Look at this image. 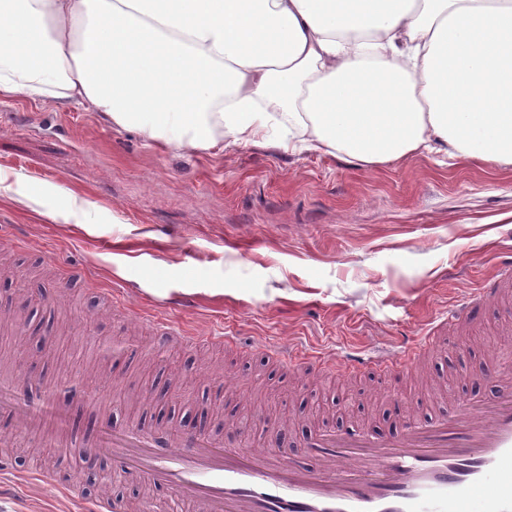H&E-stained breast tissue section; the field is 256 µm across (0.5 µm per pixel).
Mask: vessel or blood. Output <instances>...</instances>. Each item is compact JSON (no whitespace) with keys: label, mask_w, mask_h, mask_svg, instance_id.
Wrapping results in <instances>:
<instances>
[{"label":"vessel or blood","mask_w":512,"mask_h":512,"mask_svg":"<svg viewBox=\"0 0 512 512\" xmlns=\"http://www.w3.org/2000/svg\"><path fill=\"white\" fill-rule=\"evenodd\" d=\"M484 287L448 310V323L512 286V256ZM431 330L384 354L345 352L347 369L372 376L443 351ZM489 401L460 398L448 417H413L399 433L322 432L307 461L199 433L179 438L168 427L106 428L95 448L124 473L171 490L195 512H512V369ZM27 426L48 413L0 382V411Z\"/></svg>","instance_id":"obj_1"}]
</instances>
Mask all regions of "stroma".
I'll use <instances>...</instances> for the list:
<instances>
[{"instance_id": "obj_1", "label": "stroma", "mask_w": 512, "mask_h": 512, "mask_svg": "<svg viewBox=\"0 0 512 512\" xmlns=\"http://www.w3.org/2000/svg\"><path fill=\"white\" fill-rule=\"evenodd\" d=\"M510 252L512 166L423 149L382 165L254 144L175 151L81 107L0 105V322L28 319L32 342L106 376L111 405L70 410L80 438L106 419L150 425L163 413L259 447L266 428H284L298 451L329 428L385 436L405 414L443 416L457 395L492 396L488 367L512 347V317L490 304L448 331L465 353L378 378L334 365L292 373L274 349L285 339L325 355L397 348ZM154 318L241 344L160 349ZM29 360L0 337V378L35 394L53 386L54 366ZM161 371L185 393L160 412ZM50 432L0 415V435L18 437L0 512H89L102 497L126 512L147 501L194 512L103 455L49 451Z\"/></svg>"}]
</instances>
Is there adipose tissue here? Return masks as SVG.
<instances>
[{
    "label": "adipose tissue",
    "mask_w": 512,
    "mask_h": 512,
    "mask_svg": "<svg viewBox=\"0 0 512 512\" xmlns=\"http://www.w3.org/2000/svg\"><path fill=\"white\" fill-rule=\"evenodd\" d=\"M67 101L175 150L512 165V0H0V104Z\"/></svg>",
    "instance_id": "1"
}]
</instances>
